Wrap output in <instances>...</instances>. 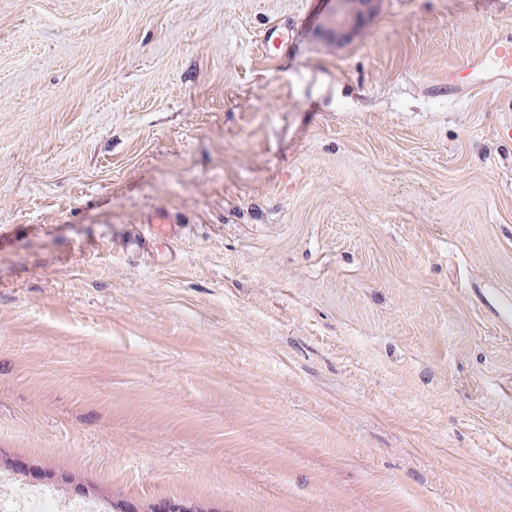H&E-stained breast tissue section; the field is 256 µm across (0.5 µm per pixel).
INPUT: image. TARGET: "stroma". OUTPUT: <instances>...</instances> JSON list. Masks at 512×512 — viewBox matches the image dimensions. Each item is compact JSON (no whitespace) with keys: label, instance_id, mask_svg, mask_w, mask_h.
Wrapping results in <instances>:
<instances>
[{"label":"stroma","instance_id":"obj_1","mask_svg":"<svg viewBox=\"0 0 512 512\" xmlns=\"http://www.w3.org/2000/svg\"><path fill=\"white\" fill-rule=\"evenodd\" d=\"M0 0V453L131 503L512 512V0ZM287 32L275 58L258 53ZM187 233L156 266L116 242ZM334 4L331 14L325 22V29L336 39L346 38L361 23L363 16L371 7L372 0L360 1V8L353 9L352 0H329ZM471 69L491 71L500 82L512 80V45L497 40L489 42L471 61ZM144 224H133L129 234L120 242L123 251L142 254L151 251L155 244H164L167 259L176 258V241L184 231L181 224H176L169 211L155 209L144 219ZM154 260L158 257L153 253Z\"/></svg>","mask_w":512,"mask_h":512}]
</instances>
